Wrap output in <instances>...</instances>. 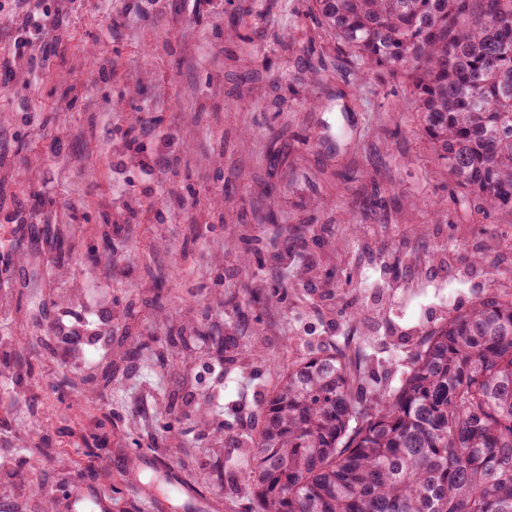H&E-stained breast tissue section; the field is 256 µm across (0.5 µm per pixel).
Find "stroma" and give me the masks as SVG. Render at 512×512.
<instances>
[{"instance_id":"stroma-1","label":"stroma","mask_w":512,"mask_h":512,"mask_svg":"<svg viewBox=\"0 0 512 512\" xmlns=\"http://www.w3.org/2000/svg\"><path fill=\"white\" fill-rule=\"evenodd\" d=\"M49 27L14 54L21 13L0 0V240L12 247L0 270V336H26L39 382L0 393V458L19 464L35 433L55 446L39 487L0 484L7 512H66L59 486L112 495V512H140L128 488L146 479L149 455L191 468L215 512H238L229 495L241 449L202 432L187 408L184 434L161 437L157 409L198 390L215 352L160 367L132 341L161 346L174 324L212 335L249 332L240 310L288 261V305L258 306L267 362L224 365V405L206 413L249 434L274 367L328 350L360 347L365 384L383 388L404 368L403 349L434 320L473 298L457 242L512 260V214L498 211L478 233L449 206L448 174L414 131L402 80H376L348 61L316 23L308 0H49ZM151 120L154 146H173L149 191L134 165H117L137 118ZM379 197L384 210H361ZM63 228L79 257L60 262L49 232ZM117 252L96 259L95 237ZM83 311L111 333V350L87 357L91 383L46 416L51 384L70 363L51 326ZM112 366L120 391L98 377Z\"/></svg>"}]
</instances>
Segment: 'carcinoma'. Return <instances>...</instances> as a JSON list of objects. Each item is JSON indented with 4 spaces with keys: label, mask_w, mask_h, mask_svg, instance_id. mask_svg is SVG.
<instances>
[{
    "label": "carcinoma",
    "mask_w": 512,
    "mask_h": 512,
    "mask_svg": "<svg viewBox=\"0 0 512 512\" xmlns=\"http://www.w3.org/2000/svg\"><path fill=\"white\" fill-rule=\"evenodd\" d=\"M364 72L405 81L450 194L512 212V0H312ZM206 339L183 328L190 353ZM15 362L35 366L16 340ZM342 350L289 361L246 438L243 512H512V292L490 288L360 391Z\"/></svg>",
    "instance_id": "carcinoma-1"
}]
</instances>
